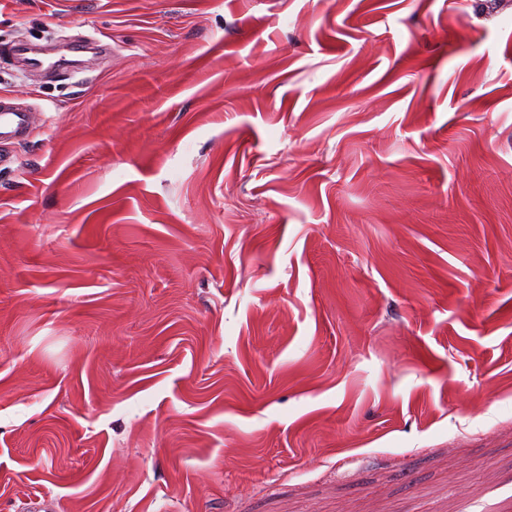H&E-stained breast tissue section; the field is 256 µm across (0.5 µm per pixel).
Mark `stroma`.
<instances>
[{"instance_id":"stroma-1","label":"stroma","mask_w":512,"mask_h":512,"mask_svg":"<svg viewBox=\"0 0 512 512\" xmlns=\"http://www.w3.org/2000/svg\"><path fill=\"white\" fill-rule=\"evenodd\" d=\"M0 95V512H512V0H0ZM33 113L26 107L12 104L0 97V143L12 142L28 133L33 125Z\"/></svg>"}]
</instances>
